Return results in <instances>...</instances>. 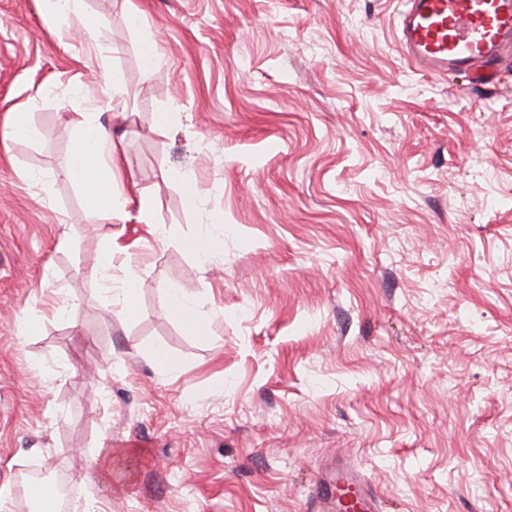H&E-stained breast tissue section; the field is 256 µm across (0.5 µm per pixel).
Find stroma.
Masks as SVG:
<instances>
[{
    "label": "stroma",
    "mask_w": 512,
    "mask_h": 512,
    "mask_svg": "<svg viewBox=\"0 0 512 512\" xmlns=\"http://www.w3.org/2000/svg\"><path fill=\"white\" fill-rule=\"evenodd\" d=\"M81 8L51 33L0 0V484L53 458L75 512H315L344 457L381 512H512V67L411 68L401 0ZM110 72L120 112L88 102ZM89 126L127 172L109 217L65 174ZM111 262H105L103 266L102 280L105 285V290L112 294V304L114 308H118V312L127 317L134 308L137 309V288H136V275L132 270H128L121 285L118 288H112L111 280L107 271L111 267Z\"/></svg>",
    "instance_id": "1"
}]
</instances>
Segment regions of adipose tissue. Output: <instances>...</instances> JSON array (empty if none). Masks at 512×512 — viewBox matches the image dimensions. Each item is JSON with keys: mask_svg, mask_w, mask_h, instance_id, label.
<instances>
[{"mask_svg": "<svg viewBox=\"0 0 512 512\" xmlns=\"http://www.w3.org/2000/svg\"><path fill=\"white\" fill-rule=\"evenodd\" d=\"M67 175L87 190L101 212L111 213L125 172L112 138L104 128H91L78 139Z\"/></svg>", "mask_w": 512, "mask_h": 512, "instance_id": "obj_1", "label": "adipose tissue"}]
</instances>
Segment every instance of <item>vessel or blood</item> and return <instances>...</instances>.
I'll return each mask as SVG.
<instances>
[{"label":"vessel or blood","instance_id":"vessel-or-blood-1","mask_svg":"<svg viewBox=\"0 0 512 512\" xmlns=\"http://www.w3.org/2000/svg\"><path fill=\"white\" fill-rule=\"evenodd\" d=\"M399 33L406 59L429 75L512 62V0H404ZM344 489L353 493L358 512H379L362 472L340 459L317 480L319 512H341Z\"/></svg>","mask_w":512,"mask_h":512}]
</instances>
